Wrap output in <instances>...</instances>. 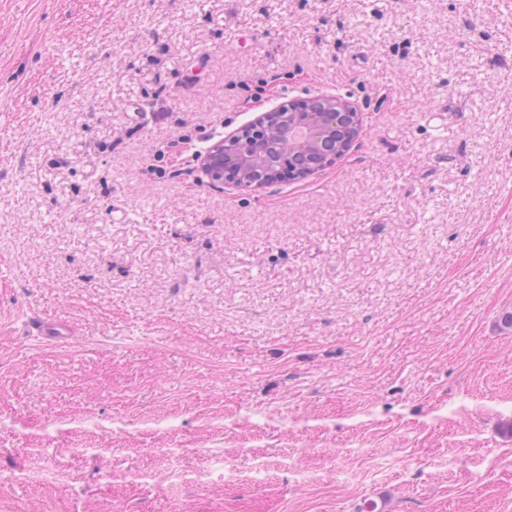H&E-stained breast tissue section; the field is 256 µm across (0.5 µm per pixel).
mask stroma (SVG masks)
<instances>
[{
  "label": "stroma",
  "mask_w": 512,
  "mask_h": 512,
  "mask_svg": "<svg viewBox=\"0 0 512 512\" xmlns=\"http://www.w3.org/2000/svg\"><path fill=\"white\" fill-rule=\"evenodd\" d=\"M321 95L334 164L198 169ZM508 311L512 0H0V512H512ZM236 135H227L220 138L208 146L204 151L196 153V162L200 171L207 177L216 182H224V172L235 187L245 186L260 189L275 183L278 174L275 171L266 173L265 179L243 185L240 178L233 179V175L250 170L256 166L265 163L264 153H258L248 146H243L239 151L233 154H227L224 150V144L233 142ZM231 180V181H230ZM33 336L51 344H70L76 337V329L71 320L62 316L37 318L29 323Z\"/></svg>",
  "instance_id": "obj_1"
}]
</instances>
